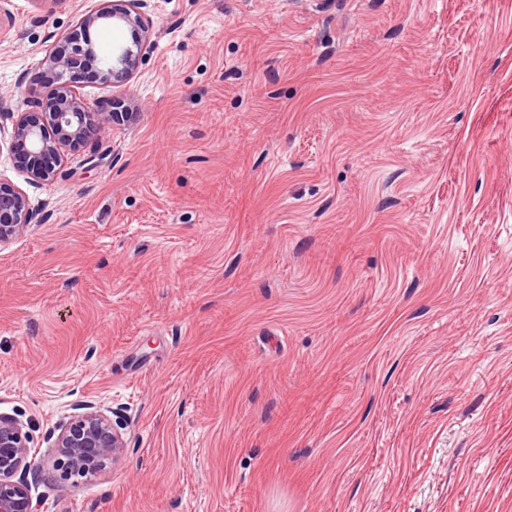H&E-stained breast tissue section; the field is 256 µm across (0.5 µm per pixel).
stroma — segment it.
<instances>
[{
	"label": "stroma",
	"instance_id": "1",
	"mask_svg": "<svg viewBox=\"0 0 512 512\" xmlns=\"http://www.w3.org/2000/svg\"><path fill=\"white\" fill-rule=\"evenodd\" d=\"M8 0L0 134L48 99ZM113 132L0 250V414L55 512H512V0H148ZM123 407L119 458L49 436ZM79 409L84 411L59 426L51 447L64 481L97 475L125 448L128 423L121 407L103 410L84 402Z\"/></svg>",
	"mask_w": 512,
	"mask_h": 512
}]
</instances>
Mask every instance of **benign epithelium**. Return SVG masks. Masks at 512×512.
<instances>
[{"instance_id": "1", "label": "benign epithelium", "mask_w": 512, "mask_h": 512, "mask_svg": "<svg viewBox=\"0 0 512 512\" xmlns=\"http://www.w3.org/2000/svg\"><path fill=\"white\" fill-rule=\"evenodd\" d=\"M145 0H112V6L85 14L64 36L69 51H50L42 64L54 73L53 98L48 110L32 99L17 113L9 151L19 159L31 183L51 182L58 174L65 152L80 150L94 131H105L120 122L118 112H94L81 92L80 71L90 64L98 80L112 87L127 84L139 67L149 40L141 9ZM124 26L131 42L113 47L104 61L88 37L97 26ZM33 213L23 191L0 182V249L20 237L32 224ZM59 426L52 448L64 481L88 478L105 469L125 448L127 419L120 407L103 410L93 402ZM34 455L22 421L0 414V512H54L50 496L33 498L26 473Z\"/></svg>"}]
</instances>
